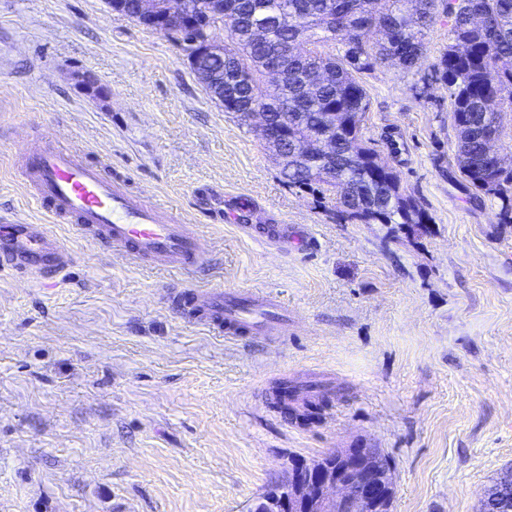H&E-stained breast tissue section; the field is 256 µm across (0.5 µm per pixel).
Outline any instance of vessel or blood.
<instances>
[{
	"label": "vessel or blood",
	"mask_w": 512,
	"mask_h": 512,
	"mask_svg": "<svg viewBox=\"0 0 512 512\" xmlns=\"http://www.w3.org/2000/svg\"><path fill=\"white\" fill-rule=\"evenodd\" d=\"M16 170L39 206L55 222L113 252L164 268L191 270L206 251L194 225L172 207L132 194L124 178L105 176L82 150L29 143L16 154ZM72 255L43 224L0 228V265L22 275L44 277L68 268ZM171 301L185 316L218 336H284L294 319L287 305L260 292L184 287Z\"/></svg>",
	"instance_id": "b4317fda"
}]
</instances>
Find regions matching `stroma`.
<instances>
[{"instance_id": "stroma-1", "label": "stroma", "mask_w": 512, "mask_h": 512, "mask_svg": "<svg viewBox=\"0 0 512 512\" xmlns=\"http://www.w3.org/2000/svg\"><path fill=\"white\" fill-rule=\"evenodd\" d=\"M358 79L365 135L428 233L337 223L175 41L106 0H0V214L50 224L13 163L51 139L177 205L207 249L187 275L51 224L73 266L48 285L0 273V512H246L289 460L355 443L390 456L392 512H480L512 470V223L464 187L427 68ZM243 205L250 231L212 222ZM267 224L288 243L259 241ZM186 284L269 293L297 322L283 342L211 335L169 298ZM283 380L321 384L315 420L272 406Z\"/></svg>"}]
</instances>
